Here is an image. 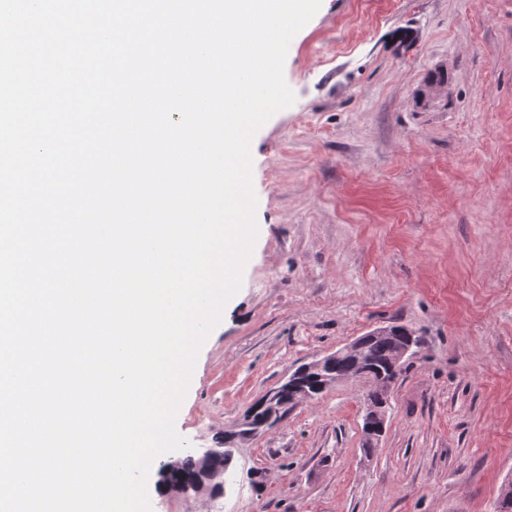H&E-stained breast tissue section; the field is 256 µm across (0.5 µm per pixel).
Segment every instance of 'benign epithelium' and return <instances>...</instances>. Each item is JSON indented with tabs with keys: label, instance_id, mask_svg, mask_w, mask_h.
Returning <instances> with one entry per match:
<instances>
[{
	"label": "benign epithelium",
	"instance_id": "1",
	"mask_svg": "<svg viewBox=\"0 0 512 512\" xmlns=\"http://www.w3.org/2000/svg\"><path fill=\"white\" fill-rule=\"evenodd\" d=\"M385 338L392 342V363L401 367L408 357L415 354L416 346L411 340L398 336V331L390 326H382L372 330L364 336L356 338L344 347L328 353L303 364L300 368L291 371L276 386L265 394L266 405L269 406L268 421L281 416L289 408L313 398L308 390L303 376L313 373L319 381L318 389L325 391L333 384L351 379L366 378L377 386V395L365 399L363 405V436L365 446L377 447V443L384 435L386 418L389 407V397L393 381L380 375L376 378L366 374L363 370L362 350L365 343L371 339ZM341 363H348L351 369L343 371L338 368ZM498 512H512V478L507 480L500 488L496 499Z\"/></svg>",
	"mask_w": 512,
	"mask_h": 512
}]
</instances>
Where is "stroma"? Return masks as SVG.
Instances as JSON below:
<instances>
[{
    "label": "stroma",
    "mask_w": 512,
    "mask_h": 512,
    "mask_svg": "<svg viewBox=\"0 0 512 512\" xmlns=\"http://www.w3.org/2000/svg\"><path fill=\"white\" fill-rule=\"evenodd\" d=\"M284 76L295 102L251 143L258 238L178 434L213 447L375 328L423 345L372 453L368 385L343 381L238 441L219 498L151 466L152 512H493L512 477V0H322Z\"/></svg>",
    "instance_id": "1"
}]
</instances>
